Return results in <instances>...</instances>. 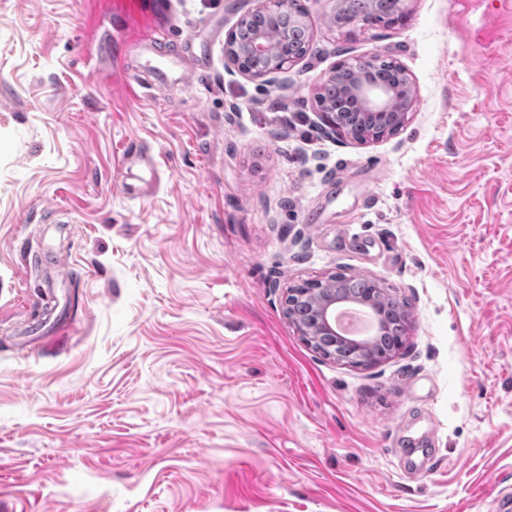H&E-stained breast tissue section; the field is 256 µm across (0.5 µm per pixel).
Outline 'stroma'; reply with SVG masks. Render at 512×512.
<instances>
[{"mask_svg":"<svg viewBox=\"0 0 512 512\" xmlns=\"http://www.w3.org/2000/svg\"><path fill=\"white\" fill-rule=\"evenodd\" d=\"M149 2L0 0V512H512V0L354 31L302 0L307 55L262 77L224 54L255 0ZM159 27L204 87H139ZM375 54L416 105L357 142L316 99ZM337 272L409 303L394 357L288 320ZM136 167L139 175L135 176V181L128 177V173L132 172V168ZM123 173H125V183L127 185V195L131 197H138L144 191V185L149 184L154 177L156 171V160L154 155L148 148H140L136 151L126 150L123 153ZM375 286L383 291L381 294L377 293V295H382L385 300L396 307L393 320L384 335L377 336L367 352L357 350L355 347L344 344L338 339L333 344L332 340L327 337H322L319 343L312 345L315 351L326 358H332L337 362L346 364L353 365L362 361V358H368L366 361L376 364L394 356L404 346L407 335V317L410 315L407 305L387 288L377 283H375ZM398 318H400L399 322Z\"/></svg>","mask_w":512,"mask_h":512,"instance_id":"35a3bbf8","label":"stroma"}]
</instances>
